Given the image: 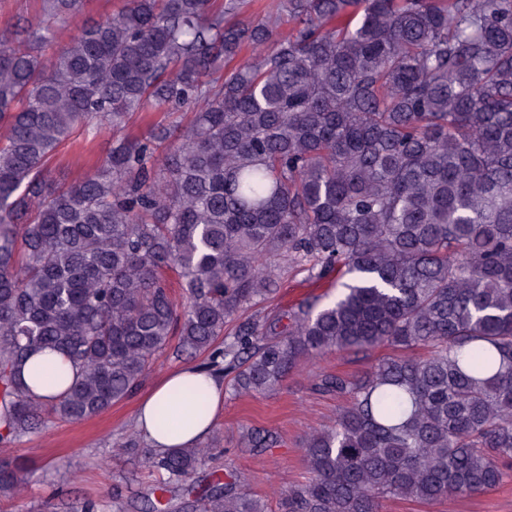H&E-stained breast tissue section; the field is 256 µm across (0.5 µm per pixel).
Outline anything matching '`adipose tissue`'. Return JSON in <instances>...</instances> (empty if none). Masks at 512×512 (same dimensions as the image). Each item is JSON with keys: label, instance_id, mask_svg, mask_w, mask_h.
I'll list each match as a JSON object with an SVG mask.
<instances>
[{"label": "adipose tissue", "instance_id": "adipose-tissue-1", "mask_svg": "<svg viewBox=\"0 0 512 512\" xmlns=\"http://www.w3.org/2000/svg\"><path fill=\"white\" fill-rule=\"evenodd\" d=\"M44 364L60 372L59 378L47 385L36 382L33 377L35 368ZM75 376V367L59 354L47 349L36 352L21 371L23 381L32 386L35 392L43 395L60 393ZM188 384L198 386L205 392L208 402L206 413H197L193 401L181 395V388ZM163 406L175 408L179 415L177 423L167 429L158 427L155 421L156 410ZM223 407L222 376L205 367L190 365L165 374L139 398L135 426L149 448L160 452L188 448L208 437L215 417Z\"/></svg>", "mask_w": 512, "mask_h": 512}]
</instances>
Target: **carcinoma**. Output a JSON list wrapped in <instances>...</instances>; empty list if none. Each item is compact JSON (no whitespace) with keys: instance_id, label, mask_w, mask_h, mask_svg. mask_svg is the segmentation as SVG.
<instances>
[{"instance_id":"cac0c4a2","label":"carcinoma","mask_w":512,"mask_h":512,"mask_svg":"<svg viewBox=\"0 0 512 512\" xmlns=\"http://www.w3.org/2000/svg\"><path fill=\"white\" fill-rule=\"evenodd\" d=\"M42 0L0 39V443L44 415L83 421L129 398L156 356L208 354L237 395L303 361L402 351L357 378L307 435L280 512H381L482 493L512 463V0ZM190 117L121 135L150 106ZM112 150L70 186L48 162L76 131ZM331 302L238 321L272 298L278 260ZM177 269L174 302L165 274ZM51 348L80 370L53 400L21 368ZM255 453L277 444L250 432ZM207 449L144 451L185 481ZM23 467L0 459V497ZM189 512H268L217 475ZM252 2L246 8V13L241 15L242 18L258 19L263 18L268 13L278 15L282 28L288 27V12L280 8L283 0H251Z\"/></svg>"}]
</instances>
